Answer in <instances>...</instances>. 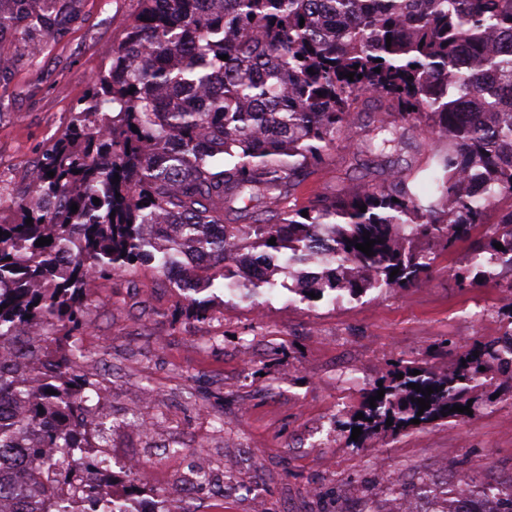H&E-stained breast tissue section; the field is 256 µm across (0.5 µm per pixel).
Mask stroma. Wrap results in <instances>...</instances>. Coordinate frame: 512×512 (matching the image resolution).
<instances>
[{
  "instance_id": "1",
  "label": "stroma",
  "mask_w": 512,
  "mask_h": 512,
  "mask_svg": "<svg viewBox=\"0 0 512 512\" xmlns=\"http://www.w3.org/2000/svg\"><path fill=\"white\" fill-rule=\"evenodd\" d=\"M140 7V0H83L77 22L37 60L19 58L11 82L0 85V181L15 197L27 195V169L83 108L91 78L108 69ZM434 149L410 130L375 162L336 150L310 169L295 202L382 182L393 168H423ZM511 209L512 201H500L469 240L439 251L425 284L397 292L312 302L284 288L281 273L278 287L245 301L215 289L213 318L197 322L185 315L184 292L163 277L101 282L83 344L112 372L107 408L115 418L165 416L153 439L123 430L113 437L114 456L139 455L154 472L153 483H133V497L167 491L172 470L190 467L198 452L232 471L242 490L204 494L196 512H251L257 498L265 512H393L387 488L396 479L418 495L466 475L486 488L512 487V396L366 448L349 447L336 422L398 362L443 374L474 341L502 335L512 273L463 288L452 272L467 266L474 243ZM446 339L451 353L434 354ZM172 442L184 448L182 458L168 455ZM376 458L384 470L373 466ZM312 485L314 499L305 495Z\"/></svg>"
}]
</instances>
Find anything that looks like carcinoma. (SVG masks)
<instances>
[{"instance_id": "obj_1", "label": "carcinoma", "mask_w": 512, "mask_h": 512, "mask_svg": "<svg viewBox=\"0 0 512 512\" xmlns=\"http://www.w3.org/2000/svg\"><path fill=\"white\" fill-rule=\"evenodd\" d=\"M141 4L109 69L91 78L86 106L45 151L28 197L0 192V231L9 233L0 237V501L12 512H47L52 501L58 512H87L96 503L103 449L123 427L109 421L105 375L78 363L100 281L180 266L186 279L173 286L190 293L186 311L198 321L212 309L196 295L222 287L246 297L276 287L278 272L307 300L393 292L429 277L433 245L469 238L499 200L512 199V0ZM81 5L0 0V81L11 78L17 45L37 58ZM367 97L385 117L364 140L355 119ZM398 122L448 141L427 165L428 203L412 170L401 169L318 197L305 217L289 206L308 167L331 151L388 156ZM6 212L14 219L3 220ZM366 236L372 256L356 249ZM41 237L51 244L35 245ZM323 253L320 274L303 281L301 267ZM496 264L512 270V209L473 249L474 277L455 279L479 287ZM507 292L503 338L474 343L444 375L399 366L366 392L363 418L341 423L362 428L350 445L511 396L512 283ZM417 398L430 401L420 416ZM481 495L464 481L434 492L431 512H448L450 501L471 512Z\"/></svg>"}]
</instances>
